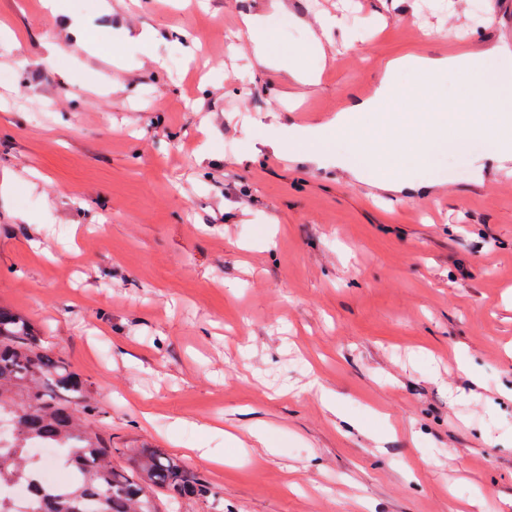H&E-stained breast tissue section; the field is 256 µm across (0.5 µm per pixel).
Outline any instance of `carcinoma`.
Returning a JSON list of instances; mask_svg holds the SVG:
<instances>
[{"instance_id": "1", "label": "carcinoma", "mask_w": 512, "mask_h": 512, "mask_svg": "<svg viewBox=\"0 0 512 512\" xmlns=\"http://www.w3.org/2000/svg\"><path fill=\"white\" fill-rule=\"evenodd\" d=\"M10 417L12 440L0 445V485H28L37 512H159L162 490L176 500L215 502L220 491L158 448L127 449L126 466L112 464V437L95 424L98 403L80 375L47 346L27 315L0 305V415ZM61 450L74 473L59 492L44 490L30 459L31 445Z\"/></svg>"}]
</instances>
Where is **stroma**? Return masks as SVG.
<instances>
[{
	"mask_svg": "<svg viewBox=\"0 0 512 512\" xmlns=\"http://www.w3.org/2000/svg\"><path fill=\"white\" fill-rule=\"evenodd\" d=\"M245 15L285 62L257 64ZM86 17L112 40L53 54ZM1 24L0 304L87 379L116 466L162 449L226 512H512V183L470 191L512 159L451 149L369 202L343 140L284 145L411 84L413 52L512 48V11L0 0Z\"/></svg>",
	"mask_w": 512,
	"mask_h": 512,
	"instance_id": "1",
	"label": "stroma"
}]
</instances>
